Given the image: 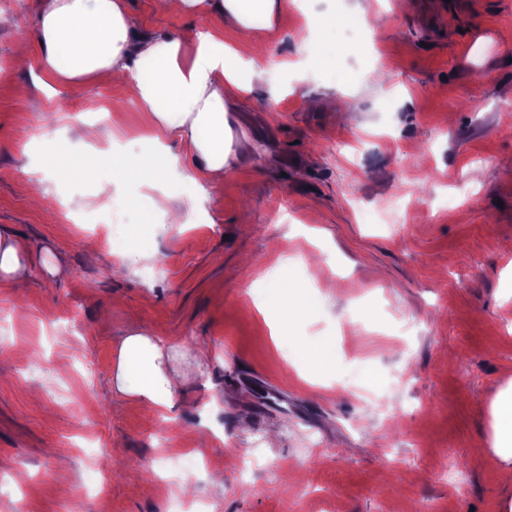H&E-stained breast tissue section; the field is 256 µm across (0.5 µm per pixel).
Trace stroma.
<instances>
[{
	"instance_id": "35a3bbf8",
	"label": "stroma",
	"mask_w": 512,
	"mask_h": 512,
	"mask_svg": "<svg viewBox=\"0 0 512 512\" xmlns=\"http://www.w3.org/2000/svg\"><path fill=\"white\" fill-rule=\"evenodd\" d=\"M141 32L220 26L128 0ZM362 5L386 20L349 19ZM312 35L319 61L302 41ZM267 44V76L236 103L238 165L220 188L166 177L168 224L137 170L151 152L118 85L44 91L0 30V226L61 259L0 287V512H504L512 485L491 406L512 384V0H301ZM67 113L48 126L43 113ZM96 121L100 148L78 129ZM132 135L111 197L42 171ZM98 252L84 249L87 239ZM316 305L273 337L275 288ZM141 328L204 345L202 375L161 417L114 409V345ZM324 343L310 372L302 346ZM190 487L156 483L168 453ZM106 495H85L91 470ZM149 210L166 215L168 224H186L184 213L174 205L172 197L167 193L150 198Z\"/></svg>"
}]
</instances>
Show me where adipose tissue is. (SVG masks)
Here are the masks:
<instances>
[{
    "mask_svg": "<svg viewBox=\"0 0 512 512\" xmlns=\"http://www.w3.org/2000/svg\"><path fill=\"white\" fill-rule=\"evenodd\" d=\"M33 32L17 30L19 49L29 42L39 47L38 84L72 87L101 80L121 83L141 108L153 132V154L141 172L155 185L181 160L167 146L174 140L192 157L197 171L213 187L223 183L235 166L233 104L267 69L263 49L248 31L273 28L288 0H164L183 15L216 14L225 26L245 32V39L228 45L220 33L188 39L172 32H138L127 0H36ZM44 166L65 175L74 171L95 181L98 193L110 195L125 177L126 166L112 164L111 178L98 175L94 163L78 164L71 152L54 144L44 154ZM56 275L60 261L49 250L34 253L28 241L0 227V286L23 283L33 266ZM172 344L136 329L116 343L110 385L117 401H136L166 414L183 396L190 374L171 361ZM493 452L512 475V386L493 402Z\"/></svg>",
    "mask_w": 512,
    "mask_h": 512,
    "instance_id": "obj_1",
    "label": "adipose tissue"
}]
</instances>
